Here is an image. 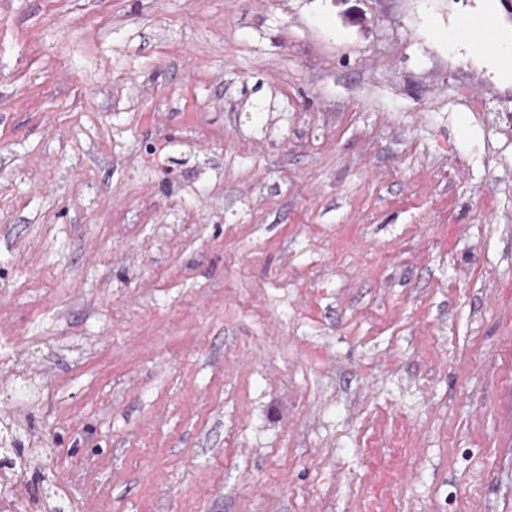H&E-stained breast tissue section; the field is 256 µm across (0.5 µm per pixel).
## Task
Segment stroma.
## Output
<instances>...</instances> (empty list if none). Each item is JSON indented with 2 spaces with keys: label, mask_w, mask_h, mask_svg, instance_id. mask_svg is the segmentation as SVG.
<instances>
[{
  "label": "stroma",
  "mask_w": 512,
  "mask_h": 512,
  "mask_svg": "<svg viewBox=\"0 0 512 512\" xmlns=\"http://www.w3.org/2000/svg\"><path fill=\"white\" fill-rule=\"evenodd\" d=\"M502 0H0V437L43 512H512ZM483 24L491 25L493 28L492 35H491V38L489 39V41H487L486 43H483V44H479L476 42V40L482 41L486 37L488 28H482V27L476 28L473 32L474 37L476 39L475 40L469 31L470 26H464L461 29V31H460L461 39L466 41L470 46H472L474 48H478L479 50L493 52V53H496L499 55H503L505 57L511 56L512 55V47L509 48V46L507 44L500 43L497 40L496 25L494 23L493 18L488 17L484 21Z\"/></svg>",
  "instance_id": "35a3bbf8"
}]
</instances>
